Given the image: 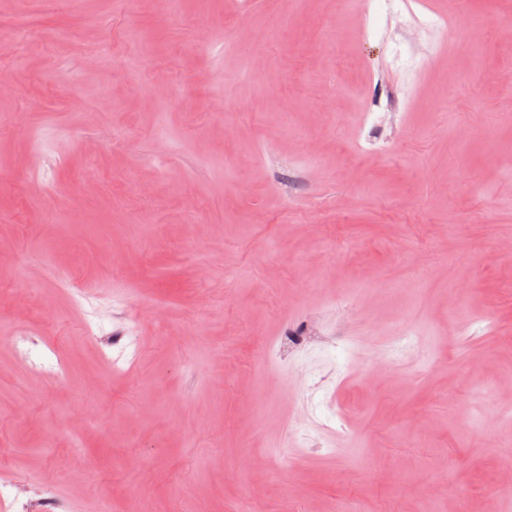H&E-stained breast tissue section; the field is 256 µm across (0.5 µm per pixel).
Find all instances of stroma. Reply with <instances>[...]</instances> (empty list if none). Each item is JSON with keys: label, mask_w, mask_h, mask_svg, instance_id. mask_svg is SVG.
<instances>
[{"label": "stroma", "mask_w": 512, "mask_h": 512, "mask_svg": "<svg viewBox=\"0 0 512 512\" xmlns=\"http://www.w3.org/2000/svg\"><path fill=\"white\" fill-rule=\"evenodd\" d=\"M409 2L364 39L336 0H0V476L69 512H512V8Z\"/></svg>", "instance_id": "35a3bbf8"}]
</instances>
